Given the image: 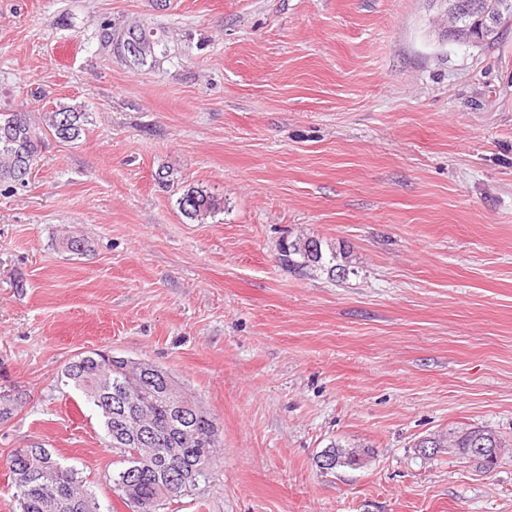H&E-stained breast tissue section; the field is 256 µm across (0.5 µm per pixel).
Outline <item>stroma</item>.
Instances as JSON below:
<instances>
[{
	"label": "stroma",
	"instance_id": "stroma-1",
	"mask_svg": "<svg viewBox=\"0 0 512 512\" xmlns=\"http://www.w3.org/2000/svg\"><path fill=\"white\" fill-rule=\"evenodd\" d=\"M168 31L137 69L105 23ZM429 0H0V113L87 112L0 186V512L40 443L127 512L100 416L59 379L93 350L167 369L220 425L161 512H512V29L440 37ZM221 198L204 222L176 200ZM83 237L84 254L65 237ZM315 237L332 281L279 262ZM489 427L492 469L420 439ZM365 450L325 471L331 444ZM220 200L202 188L189 186L177 199V206L185 218L200 223L224 207Z\"/></svg>",
	"mask_w": 512,
	"mask_h": 512
}]
</instances>
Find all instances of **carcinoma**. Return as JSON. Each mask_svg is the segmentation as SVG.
I'll list each match as a JSON object with an SVG mask.
<instances>
[{"mask_svg":"<svg viewBox=\"0 0 512 512\" xmlns=\"http://www.w3.org/2000/svg\"><path fill=\"white\" fill-rule=\"evenodd\" d=\"M99 44L111 51L125 63L137 68L152 67L158 58L165 56L167 47L165 34L155 28L140 24L114 28L104 25L99 34ZM86 113L60 107L44 113L43 120L58 139L73 142L79 139L85 126ZM42 145L40 129L36 128L27 112L0 114V184L23 186L28 179L22 177L21 169L31 174L34 157ZM223 202L206 190L190 186L177 199L181 214L191 220L202 222L221 210ZM314 237L300 239L281 248L280 263L302 275L317 271L329 279H343L347 265L338 261L332 248L319 244L313 252ZM112 382L132 393L134 413L151 427L143 433L136 420L115 414L107 402L109 396L98 398L93 392L100 376L98 352H86L77 356L65 368V383L81 392L85 401L102 417L104 433L112 452L118 455L121 467L112 471V489L118 493L129 512H135L132 502L141 500L152 503L151 512H159L166 501L175 500L192 492L200 481L207 478L216 457L219 443V426L208 412L201 409L197 417L187 423V428L176 427L174 402L190 396L165 369H160L171 388L164 383L147 378L131 379L127 358L114 356L110 360ZM21 405V396L4 393L0 395V422L8 421ZM124 434V440L114 439L115 433ZM481 435L488 447H501L498 435L486 428L472 427L450 429L448 433L432 438L436 448H449L462 454L472 447L474 437ZM211 440L206 451L199 449L194 438ZM169 448L179 449V467L170 465ZM53 470L51 484L44 483V472ZM9 470L14 498L20 512H100V504L94 494L84 488L79 472L61 463L53 453L40 444L19 448L9 457ZM135 480L131 496H126L122 483Z\"/></svg>","mask_w":512,"mask_h":512,"instance_id":"carcinoma-1","label":"carcinoma"}]
</instances>
